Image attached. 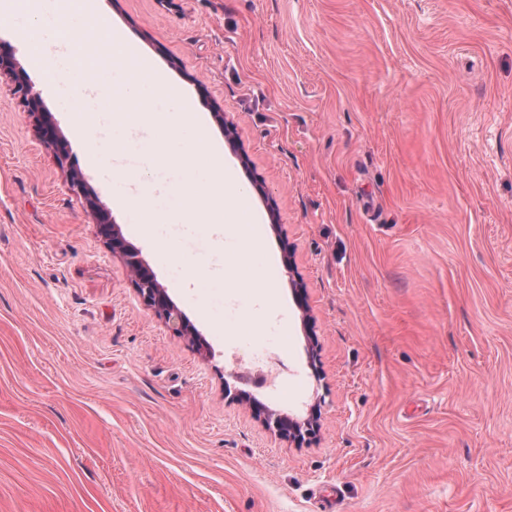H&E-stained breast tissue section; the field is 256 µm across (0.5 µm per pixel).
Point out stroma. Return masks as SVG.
I'll return each mask as SVG.
<instances>
[{"mask_svg":"<svg viewBox=\"0 0 512 512\" xmlns=\"http://www.w3.org/2000/svg\"><path fill=\"white\" fill-rule=\"evenodd\" d=\"M224 145L279 261L259 311L176 218L140 237L114 165L179 175L117 135L111 75L71 112L12 42L69 158L0 75V512H512V0H101ZM91 112L88 161L73 128ZM81 179L206 340L144 306ZM291 268H284V260ZM223 286L184 285L191 266ZM304 290L298 308L292 285ZM275 363L277 384L257 387ZM304 419L281 438L239 401Z\"/></svg>","mask_w":512,"mask_h":512,"instance_id":"35a3bbf8","label":"stroma"}]
</instances>
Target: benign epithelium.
<instances>
[{
	"instance_id": "benign-epithelium-1",
	"label": "benign epithelium",
	"mask_w": 512,
	"mask_h": 512,
	"mask_svg": "<svg viewBox=\"0 0 512 512\" xmlns=\"http://www.w3.org/2000/svg\"><path fill=\"white\" fill-rule=\"evenodd\" d=\"M6 73L15 81L16 93L23 106L24 117L36 128L43 143L59 151V160H64L65 140L50 113L46 112L40 93L34 89L24 70L18 66L15 55L0 53V74ZM100 232L106 246L113 253L124 258L131 281L140 295L143 304L151 309L174 333L192 337L204 343L199 331L190 324L183 313L169 297L166 288L156 279L151 270L139 259L138 253L124 239L120 225L111 220L108 211L95 198L89 199ZM255 414L264 415L265 421L273 424L283 437L298 438L302 433L314 432L317 424L314 418L302 422L288 421L276 412L254 402L250 403Z\"/></svg>"
}]
</instances>
